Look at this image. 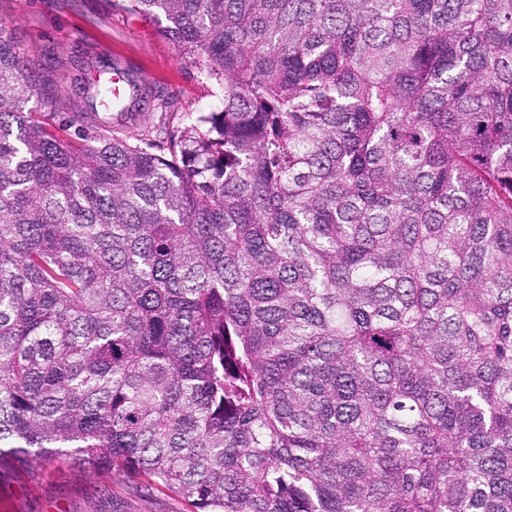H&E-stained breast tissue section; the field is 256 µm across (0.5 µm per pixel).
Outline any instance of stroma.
Returning <instances> with one entry per match:
<instances>
[{"instance_id": "1", "label": "stroma", "mask_w": 512, "mask_h": 512, "mask_svg": "<svg viewBox=\"0 0 512 512\" xmlns=\"http://www.w3.org/2000/svg\"><path fill=\"white\" fill-rule=\"evenodd\" d=\"M0 21L14 27L34 55L56 48V73L70 92L78 72L71 56L113 59L131 77L160 90L176 112L210 111L212 86L200 78L158 21L113 7L111 0H0ZM0 512H195L186 501L145 479L99 473L57 460L32 476L0 482Z\"/></svg>"}]
</instances>
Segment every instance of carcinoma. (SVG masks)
<instances>
[{"label": "carcinoma", "mask_w": 512, "mask_h": 512, "mask_svg": "<svg viewBox=\"0 0 512 512\" xmlns=\"http://www.w3.org/2000/svg\"><path fill=\"white\" fill-rule=\"evenodd\" d=\"M214 83L108 133L0 21V477L197 512H512V0H122ZM165 114H161L160 112H152L147 113L144 116H140V120L136 122V126L131 125L130 123L125 125H119V122H116V120H112V130L113 132L130 137L131 142H137L135 138H138L137 134L140 133L142 129H144L145 126H157L158 123L165 120ZM143 478L56 460L33 476L0 482V512H196Z\"/></svg>", "instance_id": "obj_1"}]
</instances>
